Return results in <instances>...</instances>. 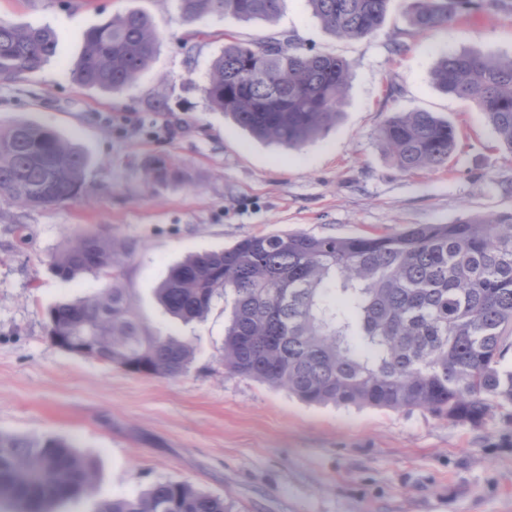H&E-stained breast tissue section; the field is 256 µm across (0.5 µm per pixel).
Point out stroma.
<instances>
[{"instance_id": "obj_1", "label": "stroma", "mask_w": 512, "mask_h": 512, "mask_svg": "<svg viewBox=\"0 0 512 512\" xmlns=\"http://www.w3.org/2000/svg\"><path fill=\"white\" fill-rule=\"evenodd\" d=\"M127 10L147 13L160 33L150 68L119 95L75 84L77 31ZM0 19L52 27L63 43L62 58L0 81V124L51 127L91 157L85 189L70 201L26 208L0 196V432L71 440L97 470L92 496L54 512H96L164 481L230 500L236 512H512V409L473 428L418 409L310 405L225 371L223 299L184 324L154 296L185 255L248 235L355 236L512 212V152L475 103L441 93L431 76L461 51L512 56V0L492 12L476 0L423 33L406 0H390L385 24L358 40L326 30L305 0H283L272 23H188L177 0H0ZM274 32L350 66L335 125L298 150L252 139L202 92L225 34L257 42ZM155 98L168 111H150ZM411 111L458 128L447 168L406 173L389 158L379 130L391 113ZM153 156L186 169L190 182L152 181L144 162ZM75 234L133 246L122 279L148 325L192 339L185 373L142 376L50 342L49 309L97 287L52 267Z\"/></svg>"}]
</instances>
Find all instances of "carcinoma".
Returning a JSON list of instances; mask_svg holds the SVG:
<instances>
[{
	"label": "carcinoma",
	"instance_id": "1",
	"mask_svg": "<svg viewBox=\"0 0 512 512\" xmlns=\"http://www.w3.org/2000/svg\"><path fill=\"white\" fill-rule=\"evenodd\" d=\"M198 21L232 15L271 22L282 0H177ZM328 30L364 38L383 24L389 0H305ZM472 0H407L413 26L452 22ZM159 34L130 10L82 32L71 69L80 87L120 94L152 62ZM62 55L50 27L0 21V80L34 73ZM349 64L301 50L285 34L252 46L236 40L211 63L209 106L257 140L301 148L320 138L344 100ZM444 94L472 101L512 152V56L462 51L432 71ZM379 137L403 172L440 169L457 129L432 112H394ZM90 156L52 128L29 121L0 126V195L26 207L62 203L84 187ZM158 182L187 183V171L163 156L146 162ZM130 251L110 237L78 234L55 254L65 280L111 277L97 291L48 311L51 342L86 346L84 355L126 371L171 378L185 372L192 342L146 326L121 272ZM173 317L204 319L216 298L232 303L224 368L301 401L322 405L420 409L453 425H482L512 407V213L464 214L451 224H414L396 233L317 237L272 233L224 250L193 253L154 291ZM93 464L55 438L0 433V505L10 512H53L89 494ZM100 512H233V504L185 482L166 481L116 497Z\"/></svg>",
	"mask_w": 512,
	"mask_h": 512
}]
</instances>
